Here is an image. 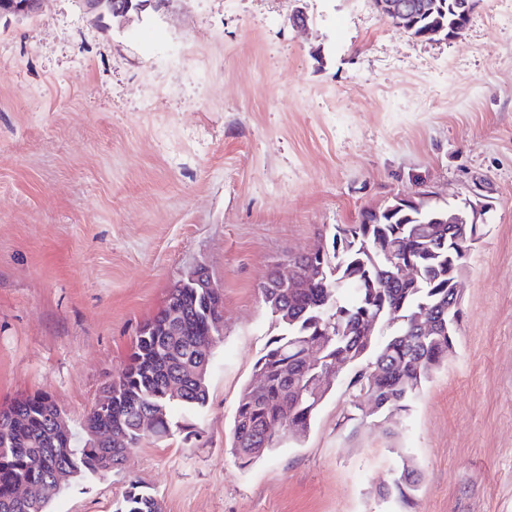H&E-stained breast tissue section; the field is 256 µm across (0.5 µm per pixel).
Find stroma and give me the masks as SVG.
<instances>
[{
  "label": "stroma",
  "mask_w": 512,
  "mask_h": 512,
  "mask_svg": "<svg viewBox=\"0 0 512 512\" xmlns=\"http://www.w3.org/2000/svg\"><path fill=\"white\" fill-rule=\"evenodd\" d=\"M510 13L480 0L431 40L373 0H149L122 29L44 0L0 20V407L46 392L80 429L187 271L224 295L193 435L66 481L49 512H113L133 480L160 512H512ZM424 190L491 205L455 350L407 411L365 416L341 380L304 439L239 466L273 265ZM404 455L418 491L381 495Z\"/></svg>",
  "instance_id": "stroma-1"
}]
</instances>
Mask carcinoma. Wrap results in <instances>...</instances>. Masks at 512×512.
Wrapping results in <instances>:
<instances>
[{
    "label": "carcinoma",
    "instance_id": "1",
    "mask_svg": "<svg viewBox=\"0 0 512 512\" xmlns=\"http://www.w3.org/2000/svg\"><path fill=\"white\" fill-rule=\"evenodd\" d=\"M423 13L391 19L395 28L414 37L442 28L460 34L463 0H427ZM466 204L437 207L421 195L406 205L392 200L369 213L367 224L338 225L325 252L288 257L298 271L315 268L320 277L303 278L293 288L275 287V271L261 286L264 302L277 325L254 364L265 375L262 389L246 386L238 401L233 427V453L246 467L271 453L279 443L278 421L307 432L326 393L306 394L313 372L305 352L316 344L323 348L316 372L333 376L336 360L349 356L367 360L349 381L354 398L366 396L380 413L404 411L420 392L428 372L455 346L462 311L448 315L453 302L450 282L461 269L483 225L471 227L463 237L450 233L460 222ZM389 239L398 243L402 258L421 265L427 274L419 284L393 280L389 270L375 264L362 243ZM223 303L215 289L204 297L192 288L178 289L176 305L183 311L179 335H164V314L153 320V329L137 338L131 363L109 384L108 405L93 407L81 426L82 435L54 430V409L38 396L28 397L0 411V512H48L50 501L61 491L55 473L67 470L76 477L97 475L104 459L112 469L122 465L126 452L147 441L168 439L179 430L173 411L200 417L209 400V383L201 382L199 367L209 359L192 358V342L211 331L212 314ZM392 310L410 319L426 311L435 323L434 333L419 336L398 322L383 338L362 335L368 316ZM145 414L154 418L152 433L141 432ZM112 432L125 443L97 448L89 433ZM421 473L415 462L401 464L383 491L407 501L418 490ZM114 512H159L154 494L139 481L129 488Z\"/></svg>",
    "mask_w": 512,
    "mask_h": 512
}]
</instances>
